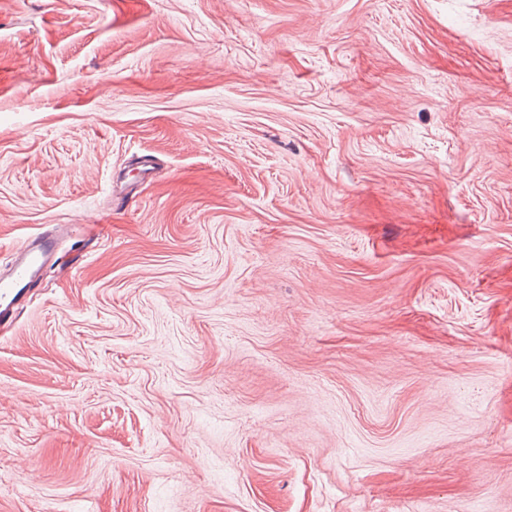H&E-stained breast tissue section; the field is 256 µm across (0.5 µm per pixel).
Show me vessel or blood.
I'll use <instances>...</instances> for the list:
<instances>
[{
	"instance_id": "b4317fda",
	"label": "vessel or blood",
	"mask_w": 512,
	"mask_h": 512,
	"mask_svg": "<svg viewBox=\"0 0 512 512\" xmlns=\"http://www.w3.org/2000/svg\"><path fill=\"white\" fill-rule=\"evenodd\" d=\"M57 236L48 229L17 251L18 259L11 276L0 278V332L12 330L32 285L54 252Z\"/></svg>"
}]
</instances>
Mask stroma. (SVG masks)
Returning <instances> with one entry per match:
<instances>
[{
  "label": "stroma",
  "instance_id": "1",
  "mask_svg": "<svg viewBox=\"0 0 512 512\" xmlns=\"http://www.w3.org/2000/svg\"><path fill=\"white\" fill-rule=\"evenodd\" d=\"M52 224L0 512H512V0H0Z\"/></svg>",
  "mask_w": 512,
  "mask_h": 512
}]
</instances>
